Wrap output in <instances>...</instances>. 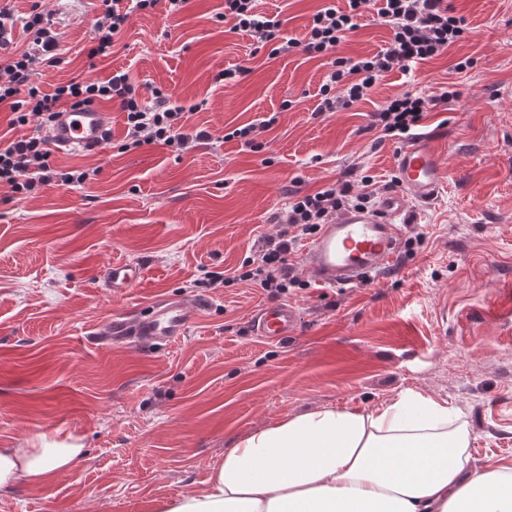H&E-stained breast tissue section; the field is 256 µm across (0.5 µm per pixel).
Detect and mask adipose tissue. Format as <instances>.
Listing matches in <instances>:
<instances>
[{"mask_svg": "<svg viewBox=\"0 0 512 512\" xmlns=\"http://www.w3.org/2000/svg\"><path fill=\"white\" fill-rule=\"evenodd\" d=\"M455 406L405 390L369 409L322 407L235 439L202 492L152 512H512V465L472 463ZM73 436L0 448V491L48 488L83 458Z\"/></svg>", "mask_w": 512, "mask_h": 512, "instance_id": "adipose-tissue-1", "label": "adipose tissue"}]
</instances>
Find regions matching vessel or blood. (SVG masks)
Returning a JSON list of instances; mask_svg holds the SVG:
<instances>
[{"label":"vessel or blood","instance_id":"vessel-or-blood-1","mask_svg":"<svg viewBox=\"0 0 512 512\" xmlns=\"http://www.w3.org/2000/svg\"><path fill=\"white\" fill-rule=\"evenodd\" d=\"M110 127L111 115L101 109L69 110L45 134L56 151L65 152L102 145ZM395 174V189L385 192L375 207L342 212L303 247L301 263L311 281L327 288H353L394 262L402 237L400 217L409 199H433L446 178L433 137L404 142L396 152ZM144 276L140 264L127 261L94 272L97 283L115 293L139 285ZM191 319L187 303L165 299L126 319L109 320L95 337L103 345H165L182 336ZM299 324L297 308L288 304L262 306L253 316L254 333L265 340L286 337Z\"/></svg>","mask_w":512,"mask_h":512}]
</instances>
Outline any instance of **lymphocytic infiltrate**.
Segmentation results:
<instances>
[{
  "mask_svg": "<svg viewBox=\"0 0 512 512\" xmlns=\"http://www.w3.org/2000/svg\"><path fill=\"white\" fill-rule=\"evenodd\" d=\"M162 0H101L102 10L92 26L93 44L88 58L108 56L113 43L128 27L132 17L155 8ZM339 8L327 0L310 18L304 38L284 36L283 19L256 9V0H224V22L232 31L248 34L256 49H269L277 56L294 50L313 57L332 55L331 68L320 87L318 111L334 112L363 100L384 73L410 68L442 54L448 47L467 39L471 32L466 18L456 13L447 0H381L380 15L391 31L386 46L373 55L352 58L337 55L338 46L360 26L367 0H346ZM31 33L27 48H12L15 26ZM60 34L53 20L44 14L39 0H33L25 17H15L8 7L0 8V107L10 114L9 129L36 124L32 134L7 141L0 139V184L9 185L17 198L24 199L48 185L77 187L92 179L90 169H57L52 152L40 128L70 108L91 107L103 101L118 103L125 114L126 135L121 152L158 144L174 154L187 150L193 141L209 140L200 129L184 131L186 112L202 110V103L183 106L171 94L156 88L152 104H145L140 87L124 72L106 80L78 81L56 86L53 93L41 91L39 80L63 59ZM453 89L429 92L408 90L391 98L375 115L373 125L379 140H402L411 136L427 112L457 98ZM370 177L359 183L341 180L313 193L294 191L284 212L275 214L280 229L265 238L261 248L245 258L233 273L210 275L212 288L247 283L261 288L268 297L282 298L301 287L302 281L289 258L298 242L319 232L336 212L349 208H370L375 204Z\"/></svg>",
  "mask_w": 512,
  "mask_h": 512,
  "instance_id": "lymphocytic-infiltrate-1",
  "label": "lymphocytic infiltrate"
}]
</instances>
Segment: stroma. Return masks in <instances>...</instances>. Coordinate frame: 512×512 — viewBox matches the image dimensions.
Here are the masks:
<instances>
[{"instance_id":"stroma-1","label":"stroma","mask_w":512,"mask_h":512,"mask_svg":"<svg viewBox=\"0 0 512 512\" xmlns=\"http://www.w3.org/2000/svg\"><path fill=\"white\" fill-rule=\"evenodd\" d=\"M323 0H258L303 38ZM472 29L413 72H387L350 107L316 114L329 58L269 57L245 33L227 30L224 0H192L136 14L106 58L88 59L99 0H41L61 34L62 64L40 87L127 71L187 105L186 132L212 138L177 155L159 145L121 153L125 116L111 141L53 154L55 166L94 168L80 187L50 185L19 200L0 186V448L44 434L78 435L85 456L47 489L17 484L0 512H149L150 501L206 488L225 448L250 430L321 407L362 409L411 389L460 408L475 464L512 463V0H450ZM379 0L339 47L363 57L390 30ZM474 66L460 73L463 57ZM247 68L219 84L225 68ZM455 84L458 99L428 112L421 133L446 141L448 178L430 202H409L392 265L356 288L316 284L289 296L301 316L280 341L254 336L252 316L268 299L239 284L209 288L264 237L292 190L314 192L353 169L375 195L396 186L395 141L376 142L373 114L410 86ZM276 115L266 148L243 151L232 129ZM147 271L124 293L97 287L92 272L113 261ZM175 297L191 324L167 346L94 344L110 318Z\"/></svg>"}]
</instances>
